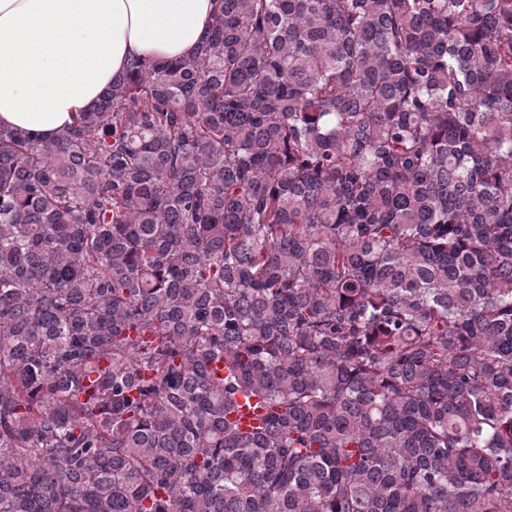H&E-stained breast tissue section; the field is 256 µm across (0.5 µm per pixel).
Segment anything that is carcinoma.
Returning a JSON list of instances; mask_svg holds the SVG:
<instances>
[{"mask_svg": "<svg viewBox=\"0 0 512 512\" xmlns=\"http://www.w3.org/2000/svg\"><path fill=\"white\" fill-rule=\"evenodd\" d=\"M0 127V512H512V0H215Z\"/></svg>", "mask_w": 512, "mask_h": 512, "instance_id": "cac0c4a2", "label": "carcinoma"}]
</instances>
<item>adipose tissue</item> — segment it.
Masks as SVG:
<instances>
[{"label": "adipose tissue", "instance_id": "ef3b65f1", "mask_svg": "<svg viewBox=\"0 0 512 512\" xmlns=\"http://www.w3.org/2000/svg\"><path fill=\"white\" fill-rule=\"evenodd\" d=\"M213 0H0V126L54 137L129 58L192 56Z\"/></svg>", "mask_w": 512, "mask_h": 512}]
</instances>
